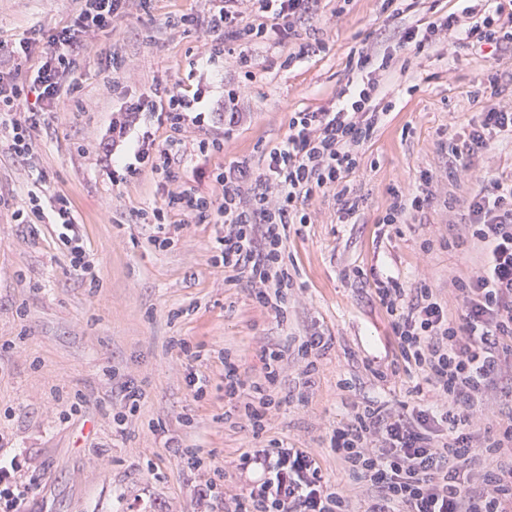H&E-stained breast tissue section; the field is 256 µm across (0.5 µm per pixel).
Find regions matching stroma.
<instances>
[{"mask_svg":"<svg viewBox=\"0 0 512 512\" xmlns=\"http://www.w3.org/2000/svg\"><path fill=\"white\" fill-rule=\"evenodd\" d=\"M77 7L76 0H0V40L36 36L69 21ZM211 7L212 0H129L116 32L89 46L79 90L63 95L35 133L32 161L0 152V197L9 201L0 206V458H17L21 481L38 476L32 512H224L245 482L239 456L272 439L317 455L358 512L366 491L331 448L333 429L365 401L395 411L435 400L432 391L415 393L405 374L373 377L395 359L391 317L351 273L360 267L444 294L453 278L474 271V251L444 243L463 234L471 194L512 177V144L495 141L479 157L452 163L440 143L480 112L512 107V51L487 57L445 42L420 53L398 49L404 22L441 20L458 10L457 0H418L401 20L390 18L383 0H321L314 16L278 19L293 33L256 47L248 80L224 57H211L198 28L165 24L167 16H201ZM316 41L320 51L306 53ZM361 48L396 50L400 66L381 89L393 108L348 177L363 198L357 222H339L333 193L305 202L310 221L288 240L296 285L282 314L260 306L247 278L230 277L214 261L218 225L178 211L162 230L137 219L192 178L200 139L224 143L208 168L245 159L261 169L293 113L336 101L353 76L349 54ZM112 55L121 65L118 95L103 65ZM201 82L208 87L196 106L201 125L176 134L147 116L123 152L133 162L143 132L159 146L176 134L184 159L166 174L143 168L113 182L100 159L122 102L167 89L191 95ZM237 87L244 111L232 124L212 105ZM424 171L434 175L429 207L409 214L399 233L379 235L391 189L418 187ZM33 191L72 199L91 275L72 269L60 226L14 221ZM158 234L170 238L168 248L154 246ZM314 333L329 344L311 359L317 370L309 376L300 345ZM270 348L285 356L270 389L275 405L256 438L237 413L246 392L224 390V357L254 381ZM192 368L209 380L203 396L188 385ZM128 381L145 397L116 435L119 387ZM186 449L202 458L199 469L183 465ZM209 484L214 497L201 499Z\"/></svg>","mask_w":512,"mask_h":512,"instance_id":"obj_1","label":"stroma"}]
</instances>
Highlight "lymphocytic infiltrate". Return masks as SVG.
I'll use <instances>...</instances> for the list:
<instances>
[{
	"mask_svg": "<svg viewBox=\"0 0 512 512\" xmlns=\"http://www.w3.org/2000/svg\"><path fill=\"white\" fill-rule=\"evenodd\" d=\"M128 0H79V7L61 27L42 31L40 39L0 43V131L4 147L16 158L33 157L34 133L47 113L56 111L65 87L71 86L88 41L111 33L126 14ZM319 0H221L196 23L211 39V50L227 55L235 68L248 67L249 46L271 40L264 14L300 19L314 15ZM501 49L512 45V12L501 0H481L448 14L426 27L404 28L398 45L421 52L441 38ZM33 80L22 76L25 64ZM395 63L393 52L358 50L350 81L336 105L293 114L285 140L265 158L261 173L244 161H234L214 173L220 197L185 185L170 194L165 206L140 210L147 224H163L165 215L180 211L205 219L217 212L224 232L215 238L216 259L225 270L246 275L257 284L256 299L280 311L294 279L288 271L286 243L290 228L307 223L301 202L331 190L339 202L340 223H355L363 200L348 176L361 162V148L371 140L388 106L379 95ZM38 95L26 112L17 106L26 86ZM200 94L166 91L158 99H131L121 106L112 124V137L103 148V161L115 167L117 151L143 113L180 129ZM512 143V108H492L470 122L465 136L449 135L443 149L450 157H474L490 140ZM184 155L180 139L154 145L143 135L134 158L145 168L164 173ZM433 180L422 172L415 192L392 189V202L381 222L382 233L395 230L406 214L423 210L431 198ZM468 232L449 241V248L471 244L479 268L468 279L456 280L457 315L427 284L405 289L398 279H375L374 295L393 318V330L406 369L420 376L445 402L436 407L415 405L390 411L368 404L353 409L334 429L331 446L351 477L370 492L363 512H512V406L499 407L495 420L477 429L475 413L500 385L512 381V180L497 179L492 192H478L468 204ZM51 216L63 229L74 271L87 274L92 266L82 245L72 236L75 215L68 197L53 196L50 207L30 197L13 217L22 224ZM282 358L274 349L265 357V379L244 383L238 366L224 364V389L236 394L248 389L243 415L254 434H261L273 403L270 386ZM245 485L229 512H350V504L327 480L316 457L301 448L269 441L239 457ZM17 461H0V512H31L28 483L17 480Z\"/></svg>",
	"mask_w": 512,
	"mask_h": 512,
	"instance_id": "1",
	"label": "lymphocytic infiltrate"
}]
</instances>
